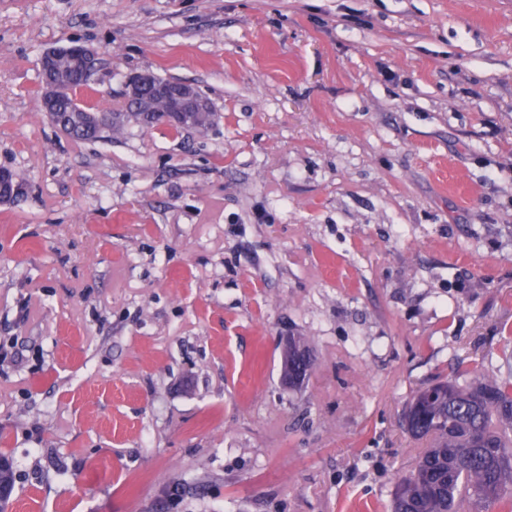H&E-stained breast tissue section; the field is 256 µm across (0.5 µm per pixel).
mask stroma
I'll use <instances>...</instances> for the list:
<instances>
[{"label":"stroma","instance_id":"obj_1","mask_svg":"<svg viewBox=\"0 0 512 512\" xmlns=\"http://www.w3.org/2000/svg\"><path fill=\"white\" fill-rule=\"evenodd\" d=\"M73 41L82 105L149 72L218 125L66 138ZM0 168L14 512H390L414 392L512 376V0H0ZM71 56L75 71H82L91 78L96 71V58L92 50L83 45H73L65 48Z\"/></svg>","mask_w":512,"mask_h":512}]
</instances>
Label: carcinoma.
I'll return each mask as SVG.
<instances>
[{
	"instance_id": "carcinoma-1",
	"label": "carcinoma",
	"mask_w": 512,
	"mask_h": 512,
	"mask_svg": "<svg viewBox=\"0 0 512 512\" xmlns=\"http://www.w3.org/2000/svg\"><path fill=\"white\" fill-rule=\"evenodd\" d=\"M70 97L59 105L60 122L76 142H99L136 126L150 128L167 112L150 92L123 111L76 112ZM215 112H199L188 127L207 133ZM417 392L406 415L408 430L425 431L430 448L393 492V512H473L492 507L512 512V383L464 371Z\"/></svg>"
}]
</instances>
